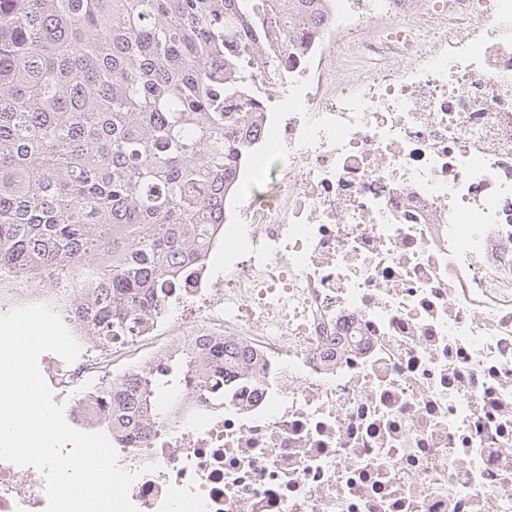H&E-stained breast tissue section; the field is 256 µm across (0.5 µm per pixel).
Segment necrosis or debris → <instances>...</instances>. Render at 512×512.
Returning <instances> with one entry per match:
<instances>
[{"mask_svg":"<svg viewBox=\"0 0 512 512\" xmlns=\"http://www.w3.org/2000/svg\"><path fill=\"white\" fill-rule=\"evenodd\" d=\"M319 8L248 65L260 186L224 197L223 275L39 368L67 391L141 344L152 369L164 332L251 357L223 405L180 388L166 431L115 442L138 512H512V0ZM46 504L0 461V512Z\"/></svg>","mask_w":512,"mask_h":512,"instance_id":"4bbe7bcc","label":"necrosis or debris"}]
</instances>
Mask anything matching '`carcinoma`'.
<instances>
[{
  "label": "carcinoma",
  "instance_id": "cac0c4a2",
  "mask_svg": "<svg viewBox=\"0 0 512 512\" xmlns=\"http://www.w3.org/2000/svg\"><path fill=\"white\" fill-rule=\"evenodd\" d=\"M0 0V301L46 283L108 348L197 275L254 121L255 34L291 0ZM213 401L236 348L197 336L156 371L98 387L95 425L133 440L164 390Z\"/></svg>",
  "mask_w": 512,
  "mask_h": 512
}]
</instances>
